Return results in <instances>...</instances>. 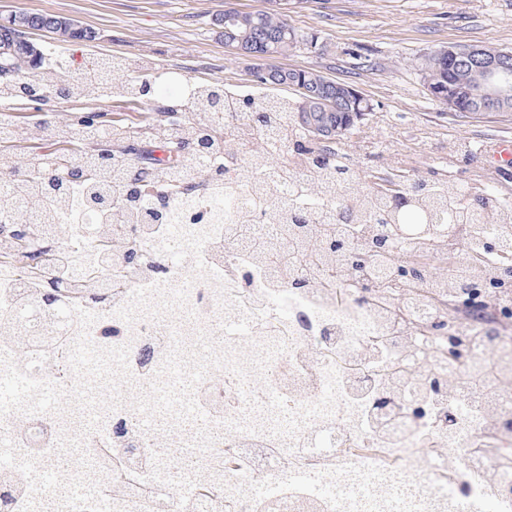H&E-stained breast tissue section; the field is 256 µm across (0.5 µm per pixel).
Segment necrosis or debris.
<instances>
[{
	"mask_svg": "<svg viewBox=\"0 0 512 512\" xmlns=\"http://www.w3.org/2000/svg\"><path fill=\"white\" fill-rule=\"evenodd\" d=\"M223 221L211 209L206 223L184 218L145 240L160 254L177 237L179 261L119 290L99 277L103 302L72 308L46 352L27 342L44 316L19 312L22 268L0 262V315H21L27 329L0 343V372L22 384L0 399V450L24 487L8 512L48 498L56 512H267L273 500L281 512H452L460 498L474 512H512L507 477L492 472L512 455V434L486 444L482 408L493 401L507 416L512 398L472 387L488 342L466 364L412 359L414 382L441 374L444 395L410 392L401 415L379 414L382 368L405 356L403 341L377 342L380 317L356 297L297 294L268 271L245 284L240 261L213 265ZM58 234L69 276L97 271L86 225ZM68 447L69 492L57 500L30 474ZM230 455L245 469L226 465ZM307 470L323 489L293 482Z\"/></svg>",
	"mask_w": 512,
	"mask_h": 512,
	"instance_id": "4bbe7bcc",
	"label": "necrosis or debris"
}]
</instances>
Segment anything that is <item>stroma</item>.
Returning <instances> with one entry per match:
<instances>
[{
    "instance_id": "obj_1",
    "label": "stroma",
    "mask_w": 512,
    "mask_h": 512,
    "mask_svg": "<svg viewBox=\"0 0 512 512\" xmlns=\"http://www.w3.org/2000/svg\"><path fill=\"white\" fill-rule=\"evenodd\" d=\"M268 0H0V15L53 14L90 29L82 44L35 32L38 46L77 68L96 55L146 58L165 71L148 103L116 99L71 101L56 113H111L137 123L168 101L187 97L191 84L223 81L246 89L254 60L229 53L212 18L231 7L268 8ZM285 17L317 34L323 54L298 50L280 66L313 67L360 90L373 106L364 124L341 140L360 170L362 187L374 175L410 170L427 179L451 178L466 189L490 187L512 203V167L495 168L486 153L512 139V113L462 116L434 101L422 74L427 55L448 45L489 44L512 50V0H288Z\"/></svg>"
}]
</instances>
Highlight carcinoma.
<instances>
[{
    "label": "carcinoma",
    "instance_id": "carcinoma-1",
    "mask_svg": "<svg viewBox=\"0 0 512 512\" xmlns=\"http://www.w3.org/2000/svg\"><path fill=\"white\" fill-rule=\"evenodd\" d=\"M20 16L66 41L94 40L86 28H54V15ZM227 27L257 42L254 52L265 62L294 50L323 51L317 34L302 33L287 22L277 0L266 10L235 12ZM47 60L43 48L36 57L0 56L7 64L0 67V101L32 105L48 95L49 85L24 78L47 66ZM130 68L126 61L96 58L69 76L59 93L67 99L141 103L150 98L159 73L148 62L138 64L134 77ZM423 71L438 92L435 101L458 91L448 57L430 53ZM281 72L295 96L259 97L228 91L220 82L193 84L187 100L161 107V119L149 116L137 125L109 120L100 126L81 112L11 131L16 141L73 146L69 164L58 163L53 153L35 155L22 174L16 173L15 154L0 149V177L10 187L0 203V222L12 225V234L0 241V257L23 264L20 308L60 320L67 314L65 300H100L94 279L70 282L56 242L33 229L64 223L76 193L103 271L122 282L164 276L165 266L147 258L138 235L159 233L174 219L173 204L208 196L216 208L230 212L226 238L214 246L212 262L224 263L225 253L242 245L248 269L269 270L298 292L338 282L374 294L376 307L384 311L398 289L415 292L425 305L436 291L453 300L463 281L487 300L512 288V277L505 274L512 268V204L500 202L488 188L473 194L448 179L402 171L376 176L374 186L359 190L351 159L336 144L314 137L302 117L347 127L368 101H343L335 111L324 112L302 90L317 81L315 68L283 67ZM272 138L283 140L287 160L271 178L267 142ZM101 142L112 146L110 164L97 162L95 145ZM257 209L263 223L272 225L264 234L255 228ZM365 224H380L381 232H366ZM453 245L464 253L465 264L448 276L416 264L426 251Z\"/></svg>",
    "mask_w": 512,
    "mask_h": 512
}]
</instances>
